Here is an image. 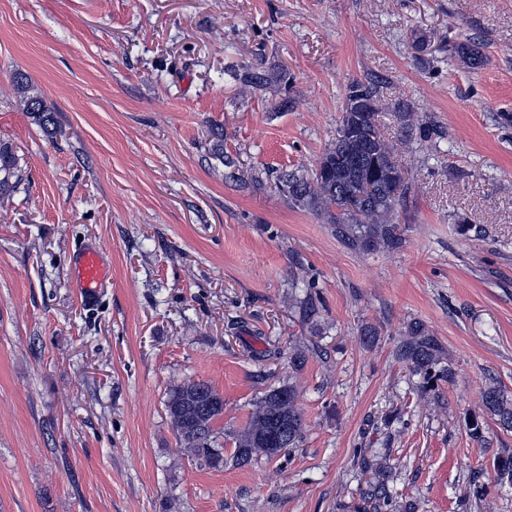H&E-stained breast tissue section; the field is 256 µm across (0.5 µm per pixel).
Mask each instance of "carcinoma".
Segmentation results:
<instances>
[{"mask_svg":"<svg viewBox=\"0 0 512 512\" xmlns=\"http://www.w3.org/2000/svg\"><path fill=\"white\" fill-rule=\"evenodd\" d=\"M459 60L470 69L484 65V55L475 42L448 45ZM243 80L256 90H264L273 82L286 80V74H268L254 68ZM14 89L24 110L35 115L42 125L54 123L53 112L42 98L28 95L29 86L16 81ZM364 101L361 112L342 108L336 137L325 148L309 173L284 172L275 177L269 172L251 176L252 183L262 187L273 181L275 191L289 202L312 212L331 226V232L346 248L359 253L396 248L402 242L399 225L393 223L395 206L407 190L401 169L393 161L394 147L377 122L378 90L374 83L353 82L348 86L344 102ZM397 119L403 142L427 143L436 134L434 126L412 107H399ZM211 154L230 167L233 161L224 154V130H211ZM18 176L17 157L11 144L0 142V195L10 191L11 179ZM397 356L411 371L420 376L424 387L435 381H453L451 369L439 367L441 347L420 322H412L397 346ZM294 386H281L267 392L254 403L248 428L235 440V458L246 463L255 454L274 458L298 446L304 434L302 412L296 405ZM485 407L506 426L512 425V406L493 389L484 392ZM167 410L180 444L198 459L211 464L222 460L212 446L213 424L224 414V398L204 381H190L173 391ZM377 455H362L361 476L365 488L361 492L362 512H388L393 496L383 481L384 465ZM494 470L500 480L512 481V454L494 458Z\"/></svg>","mask_w":512,"mask_h":512,"instance_id":"carcinoma-1","label":"carcinoma"}]
</instances>
